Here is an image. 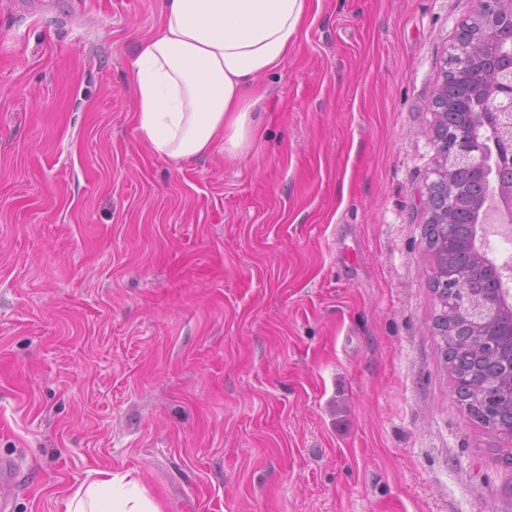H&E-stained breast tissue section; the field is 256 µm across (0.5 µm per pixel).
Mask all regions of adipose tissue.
Segmentation results:
<instances>
[{
  "label": "adipose tissue",
  "instance_id": "1",
  "mask_svg": "<svg viewBox=\"0 0 512 512\" xmlns=\"http://www.w3.org/2000/svg\"><path fill=\"white\" fill-rule=\"evenodd\" d=\"M314 0H163L160 21L132 62L133 122L161 158L192 160L223 147L243 156L259 130V77L295 50ZM67 512H160L136 480L106 469Z\"/></svg>",
  "mask_w": 512,
  "mask_h": 512
}]
</instances>
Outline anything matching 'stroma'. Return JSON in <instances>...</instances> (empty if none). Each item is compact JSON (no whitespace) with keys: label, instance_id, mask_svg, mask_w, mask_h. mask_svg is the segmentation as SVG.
Segmentation results:
<instances>
[{"label":"stroma","instance_id":"35a3bbf8","mask_svg":"<svg viewBox=\"0 0 512 512\" xmlns=\"http://www.w3.org/2000/svg\"><path fill=\"white\" fill-rule=\"evenodd\" d=\"M162 0H0V456L162 512H512L437 352L433 101L477 0H320L245 155L160 158Z\"/></svg>","mask_w":512,"mask_h":512}]
</instances>
